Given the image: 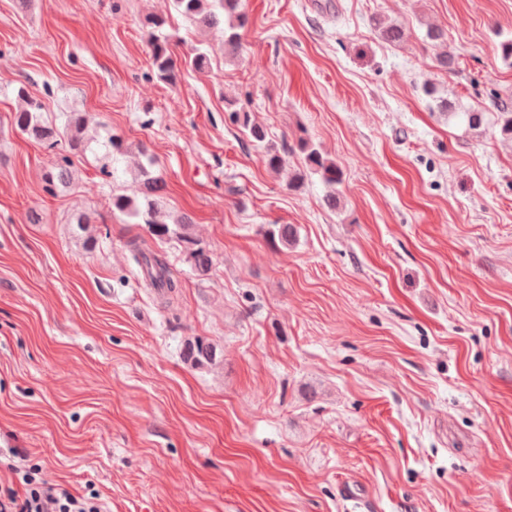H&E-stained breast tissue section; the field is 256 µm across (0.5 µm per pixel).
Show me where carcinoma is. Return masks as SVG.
<instances>
[{
    "mask_svg": "<svg viewBox=\"0 0 512 512\" xmlns=\"http://www.w3.org/2000/svg\"><path fill=\"white\" fill-rule=\"evenodd\" d=\"M172 9L187 21L201 29L222 28L224 32V48L232 53L237 52L242 45V32L249 24L246 12L240 9L241 0H170ZM150 30L148 40L151 48L152 70L161 81L174 85L180 76L177 59L174 58L170 46L172 35L165 31L166 21L163 18L149 19ZM376 28L379 36L388 43L398 44L405 40V28L394 22L377 20ZM209 51L203 46L192 49L185 60L191 68L202 71L209 65ZM423 91L436 104L441 112L462 118L467 126L476 130L486 123L484 113L476 110H457L454 103L436 95L432 86H425ZM19 97L24 102L13 113L12 124L17 132L29 140L45 145L53 150L58 146L57 132L48 126L43 118L44 104L40 97L29 93L25 88H19ZM235 121L245 131L246 135L257 143H264L267 137L263 126L251 119L250 112L240 106L233 110ZM63 127L69 136V149L55 153L54 161L43 173L45 192L52 194L59 185L72 178L74 161L71 157L74 151H83L87 141L82 137L90 123V116L85 112H69L62 117ZM495 126L502 138L512 140V109L504 108L498 112ZM303 155L306 169L320 176L328 188L325 197L326 204L334 207L339 200L337 187L343 182V172L336 162L326 157L320 149L314 147L305 139H299L298 145ZM266 167L278 171L287 164L285 155L279 150L268 147L263 155ZM153 161L147 160V165L139 171V185L135 194L112 195V208L139 220L145 225L149 235L157 240H175L183 247L185 261L198 275L207 274L213 265L210 252L199 243L192 234V224L187 219L168 223L164 201V181L154 174ZM131 259L141 274L146 287L154 290L164 302H170L181 288L179 280L174 275L163 256L151 249L146 240L136 237L128 242ZM213 347L201 339L188 345L186 360L195 366H200L212 360Z\"/></svg>",
    "mask_w": 512,
    "mask_h": 512,
    "instance_id": "carcinoma-1",
    "label": "carcinoma"
}]
</instances>
